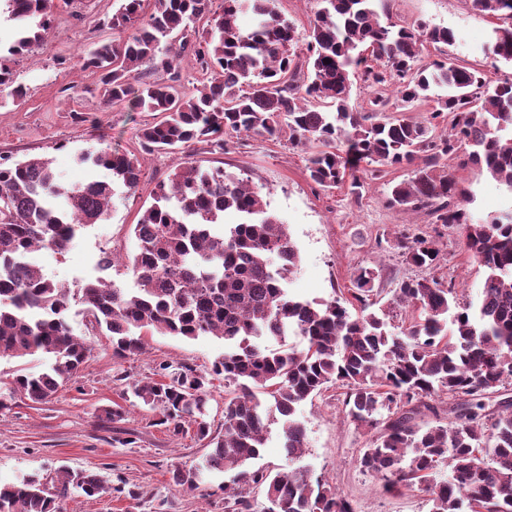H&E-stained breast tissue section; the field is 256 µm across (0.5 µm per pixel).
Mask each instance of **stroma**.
<instances>
[{
	"label": "stroma",
	"instance_id": "35a3bbf8",
	"mask_svg": "<svg viewBox=\"0 0 512 512\" xmlns=\"http://www.w3.org/2000/svg\"><path fill=\"white\" fill-rule=\"evenodd\" d=\"M119 5L120 0H55L50 37L12 64L17 83L26 91L24 99L0 109V158H49L71 183L91 175L111 177L105 169L78 164L80 154L109 146L141 155L142 184L130 195L117 191L106 220L82 229L65 253L42 249L30 256L48 277L74 291L100 275L119 287H133L130 272L100 271V251L134 255L133 224L151 205L155 185L186 158L177 150L141 154L140 132L153 113L104 107L98 74L70 63L81 50L111 38L108 21ZM389 16L398 24L449 29L455 41L445 46V53L478 65L489 78L512 76V63L482 51L495 19L475 15L465 0H391ZM305 157V151L291 147L287 138L252 134L228 138L220 153L198 144L193 156L202 166L224 168L263 187L270 211L287 225L298 248L290 294L308 300L351 299L358 269L378 262L383 275L375 283L376 300L392 325H401L405 310L394 301L393 290L399 280L420 276L421 271L406 263L396 238L426 233L438 238L442 250L431 277L453 284L460 302L476 300L484 270L461 251L455 229L389 205L391 183L408 178L410 169H395L388 177L370 181L357 199L343 185L331 190L316 186L306 173ZM448 166L468 191L467 207L474 215L512 209V192L487 172L474 165L458 167L453 159ZM80 310V304H72L70 323L91 352L75 384L60 389L48 402L24 401L0 412V484L37 474L52 486L57 469L65 465L100 475L113 492L100 498L71 493L63 502L64 512H224L222 487L232 480L233 471L207 476L196 490L174 482L176 469L197 465L208 452L194 433L172 434L159 425L156 413L141 405L128 407L117 423L99 418L102 407L121 402L130 384L155 377L160 365L209 369L224 353L223 340L156 333L148 337L145 353L119 361L106 337L88 334ZM345 393V386L333 384L297 407L295 416L307 434L301 457L288 459L280 429L274 425L252 468L284 472L292 462L309 467L345 495L355 512H431L424 493L405 488L385 491L379 478L360 470L358 460L376 433L347 419ZM131 489L137 491V499L128 497Z\"/></svg>",
	"mask_w": 512,
	"mask_h": 512
}]
</instances>
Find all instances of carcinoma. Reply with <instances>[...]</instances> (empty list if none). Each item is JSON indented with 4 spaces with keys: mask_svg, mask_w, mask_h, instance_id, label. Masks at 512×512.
Masks as SVG:
<instances>
[{
    "mask_svg": "<svg viewBox=\"0 0 512 512\" xmlns=\"http://www.w3.org/2000/svg\"><path fill=\"white\" fill-rule=\"evenodd\" d=\"M319 2L301 55L296 28L276 0H224L219 11L213 0H154L149 12L144 0H123L112 14V38L79 62L99 74L104 104L162 115L141 129L147 153L189 154L198 143L221 153L226 135L277 138L286 130L292 146L308 149L313 183L324 190L346 183L357 199L366 184L357 173L382 178L412 168L392 186L390 204L461 230L463 251L485 271L478 301L461 306L451 287L404 279L394 297L413 315L393 332L386 312L370 310L379 264L358 269L356 316L338 299L294 298L287 283L297 247L268 210L263 188L189 159L155 186L153 203L133 225L138 250L127 269L135 287L98 278L80 289L85 326L110 338L116 359L145 350L143 330L224 340V355L212 367L235 386L224 401V434H213L207 420L205 373L162 365L159 379L138 381L131 392L173 434L190 425L211 447L201 463L175 474L177 486L196 489L206 471L237 470L224 485L228 512H354L304 467L286 474L248 470L277 419L288 457L301 455L306 432L296 407L339 382L347 388V417L377 430L359 466L383 480L385 490L416 489L429 497L432 512H512V401L498 402L490 418L485 414L512 378V211L476 218L447 165L463 150V163L485 168L512 191V79L490 81L450 55L428 59V46L452 44L453 33L381 22L389 0ZM469 2L476 15L500 20L484 53L512 62V0ZM4 6L23 33L9 56H0V108L25 95L10 63L48 37L54 0H4ZM247 10L257 17L250 32L239 25ZM202 19L205 33L193 40L189 26ZM189 55L207 80L192 95L177 88L178 63ZM159 69L168 79H150ZM356 74L373 91L364 112L350 106ZM428 103L420 122L395 116ZM79 161L110 171L112 180L64 183L42 157L0 163V360L52 356L48 372L16 375L9 393H0L1 411L18 397L51 400L90 353L69 322L70 288L46 276L28 254L64 253L79 229L107 218L116 189L139 187L142 169L137 155L110 147ZM227 211L239 222L224 223ZM398 247L417 268L440 259L431 236H405ZM290 334L303 337L306 347H262ZM444 396L446 423L439 409ZM58 473L53 492L37 476L0 486V512H61V500L73 491L112 493L96 474L68 467ZM258 485L264 486L260 502L252 496Z\"/></svg>",
    "mask_w": 512,
    "mask_h": 512,
    "instance_id": "obj_1",
    "label": "carcinoma"
}]
</instances>
